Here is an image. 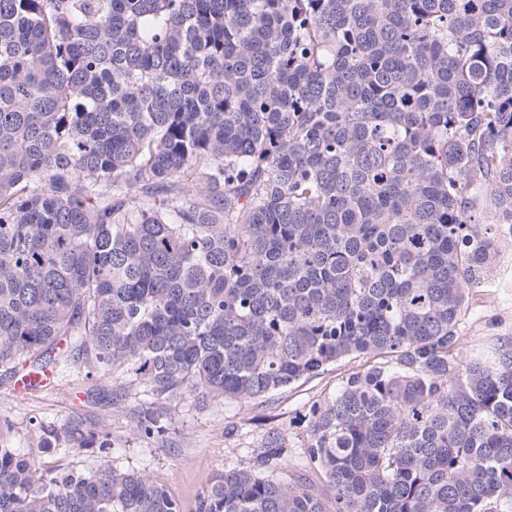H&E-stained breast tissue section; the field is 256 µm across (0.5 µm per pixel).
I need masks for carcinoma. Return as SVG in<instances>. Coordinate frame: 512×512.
<instances>
[{
  "label": "carcinoma",
  "mask_w": 512,
  "mask_h": 512,
  "mask_svg": "<svg viewBox=\"0 0 512 512\" xmlns=\"http://www.w3.org/2000/svg\"><path fill=\"white\" fill-rule=\"evenodd\" d=\"M512 239V0H0V372L247 403L357 357L195 512H512V338L466 359ZM0 439V512H181L81 417Z\"/></svg>",
  "instance_id": "obj_1"
}]
</instances>
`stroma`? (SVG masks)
<instances>
[{
    "label": "stroma",
    "mask_w": 512,
    "mask_h": 512,
    "mask_svg": "<svg viewBox=\"0 0 512 512\" xmlns=\"http://www.w3.org/2000/svg\"><path fill=\"white\" fill-rule=\"evenodd\" d=\"M458 330L459 352L466 358L485 351L496 338L512 336L511 240L502 241L495 267L470 288ZM360 365L357 359L341 361L263 402H226L202 410L193 398H185L171 410L165 434L147 441L132 432L131 414L139 400L121 374L108 383L81 375L55 378L26 394L0 379V425L12 426L0 437L26 451L38 442L35 421L61 423L82 416L111 439L114 468L146 472L166 485L182 512H195L212 476L224 465L246 464L247 449L257 446L270 429L285 437L289 470H306L310 405L331 399L341 378Z\"/></svg>",
    "instance_id": "obj_1"
}]
</instances>
